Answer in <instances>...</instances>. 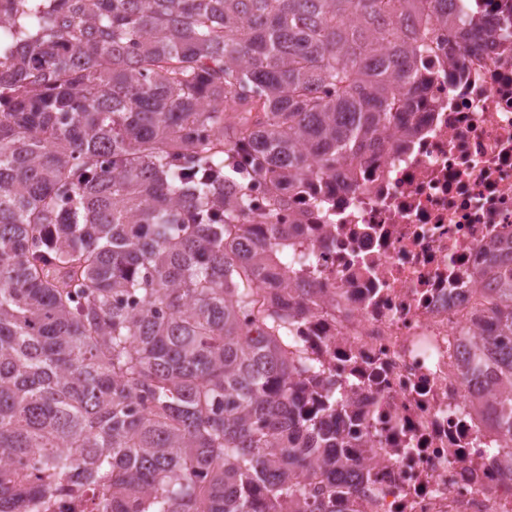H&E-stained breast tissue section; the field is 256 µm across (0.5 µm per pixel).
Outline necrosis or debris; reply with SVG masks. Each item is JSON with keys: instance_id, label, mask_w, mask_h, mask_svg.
Instances as JSON below:
<instances>
[{"instance_id": "1", "label": "necrosis or debris", "mask_w": 512, "mask_h": 512, "mask_svg": "<svg viewBox=\"0 0 512 512\" xmlns=\"http://www.w3.org/2000/svg\"><path fill=\"white\" fill-rule=\"evenodd\" d=\"M422 30L425 93L350 178L309 177L276 215L305 310L289 347L355 407L344 427L350 512H512L498 431L459 368L488 319L478 275L512 246V0H458ZM489 36L461 49L457 30ZM29 512H111L98 484Z\"/></svg>"}]
</instances>
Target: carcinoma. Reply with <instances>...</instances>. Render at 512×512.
I'll use <instances>...</instances> for the list:
<instances>
[{"instance_id":"carcinoma-1","label":"carcinoma","mask_w":512,"mask_h":512,"mask_svg":"<svg viewBox=\"0 0 512 512\" xmlns=\"http://www.w3.org/2000/svg\"><path fill=\"white\" fill-rule=\"evenodd\" d=\"M0 44V512H346V441L285 348L288 262L250 223L417 104L458 0H14ZM110 159L104 164L102 158ZM461 372L512 460V252ZM81 471L70 474L71 458ZM35 505L28 512H111L100 486L95 482L86 484L78 494L63 492L45 506Z\"/></svg>"}]
</instances>
